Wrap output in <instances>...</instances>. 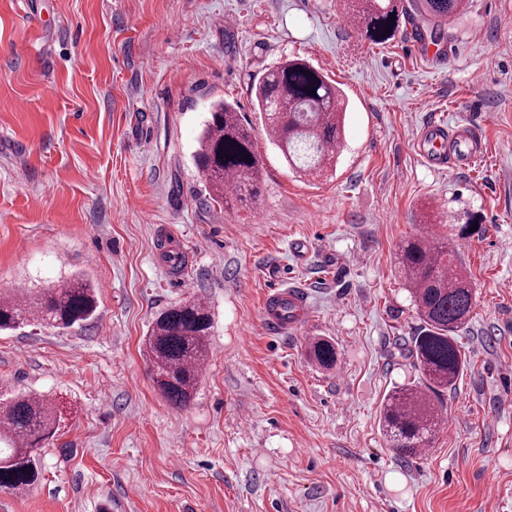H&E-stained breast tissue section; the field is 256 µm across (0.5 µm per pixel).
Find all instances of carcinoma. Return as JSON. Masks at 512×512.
I'll list each match as a JSON object with an SVG mask.
<instances>
[{
    "mask_svg": "<svg viewBox=\"0 0 512 512\" xmlns=\"http://www.w3.org/2000/svg\"><path fill=\"white\" fill-rule=\"evenodd\" d=\"M352 17L366 40L383 45L401 22L440 27L463 14L467 0H355ZM267 131L289 165L302 173L317 171L341 147L345 113L342 93L309 62L294 58L268 69L256 87ZM196 165L210 197L227 205H252L261 195V161L255 140L235 107L224 101L210 106L199 137ZM235 177L228 191L225 177ZM401 272L421 320L407 341L418 372L415 384L395 387L383 402L381 422L396 456L415 458L429 447L438 430L434 398L455 387L465 367L460 331L472 317L474 296L469 275L455 262L448 243L422 238L407 241L400 253ZM97 308L95 287L75 277L20 300L0 293V331L26 321L43 320L68 328L90 319ZM211 316L200 301L173 305L154 319L145 337L153 382L173 405H187L209 353ZM311 361L325 370L338 361L335 344L312 341ZM58 432L57 412L43 395L19 390L0 393V491L23 494L40 477L35 451Z\"/></svg>",
    "mask_w": 512,
    "mask_h": 512,
    "instance_id": "1",
    "label": "carcinoma"
}]
</instances>
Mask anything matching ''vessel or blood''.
<instances>
[{
  "label": "vessel or blood",
  "instance_id": "1",
  "mask_svg": "<svg viewBox=\"0 0 512 512\" xmlns=\"http://www.w3.org/2000/svg\"><path fill=\"white\" fill-rule=\"evenodd\" d=\"M417 147L425 162L437 167L470 166L480 160L483 153L482 140L474 126L464 124L452 133L444 123L436 121L424 126ZM308 311V297L302 289L271 288L260 319L261 332L267 336L285 335L305 320Z\"/></svg>",
  "mask_w": 512,
  "mask_h": 512
}]
</instances>
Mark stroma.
Masks as SVG:
<instances>
[{
	"label": "stroma",
	"mask_w": 512,
	"mask_h": 512,
	"mask_svg": "<svg viewBox=\"0 0 512 512\" xmlns=\"http://www.w3.org/2000/svg\"><path fill=\"white\" fill-rule=\"evenodd\" d=\"M422 51L411 24L372 46L343 0H0V292L83 275L92 318L0 332V387L53 398L40 481L0 512H512V0H469ZM289 57L347 97L336 160L288 165L253 87ZM262 159L250 207L213 201L195 162L210 103ZM476 125L469 167L425 165L424 124ZM432 228L472 280L450 427L410 462L380 422L418 376L401 245ZM179 262H171V255ZM294 332L256 331L280 280ZM198 300L212 328L190 403L155 387L143 342ZM331 340L335 369L307 357Z\"/></svg>",
	"instance_id": "1"
}]
</instances>
